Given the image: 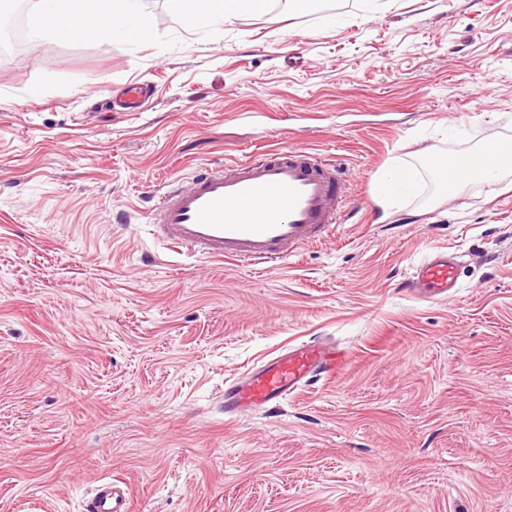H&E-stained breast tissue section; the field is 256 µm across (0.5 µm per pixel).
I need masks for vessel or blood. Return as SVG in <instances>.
Listing matches in <instances>:
<instances>
[{
    "label": "vessel or blood",
    "instance_id": "obj_1",
    "mask_svg": "<svg viewBox=\"0 0 512 512\" xmlns=\"http://www.w3.org/2000/svg\"><path fill=\"white\" fill-rule=\"evenodd\" d=\"M147 85H128L115 104L139 111ZM348 184L329 160L301 150H277L234 166L201 168L189 185L161 195L154 225L164 244L215 259L252 266L285 262L318 241L343 219ZM456 260L445 250L426 256L400 288L418 299H448L457 286ZM335 342L320 339L290 347L244 371L224 386V414L236 419L281 407L286 396L332 377L342 361ZM87 512H133L130 485L99 483Z\"/></svg>",
    "mask_w": 512,
    "mask_h": 512
}]
</instances>
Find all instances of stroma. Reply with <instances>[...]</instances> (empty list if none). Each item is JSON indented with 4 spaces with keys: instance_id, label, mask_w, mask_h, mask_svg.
<instances>
[{
    "instance_id": "obj_1",
    "label": "stroma",
    "mask_w": 512,
    "mask_h": 512,
    "mask_svg": "<svg viewBox=\"0 0 512 512\" xmlns=\"http://www.w3.org/2000/svg\"><path fill=\"white\" fill-rule=\"evenodd\" d=\"M143 5L149 39L0 57V512H83L112 478L134 512H512V188L439 201L429 166L512 138V0ZM275 148L345 171L326 240L252 270L152 235L169 184ZM396 163L422 189L385 211ZM438 247L454 297L406 296ZM317 336L334 378L225 417V380ZM173 14L178 19L221 22L237 17L245 2L259 4L263 0H169ZM149 98L147 85L134 83L128 85L122 97L115 99L112 104L123 112H138Z\"/></svg>"
}]
</instances>
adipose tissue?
<instances>
[{"label": "adipose tissue", "instance_id": "adipose-tissue-1", "mask_svg": "<svg viewBox=\"0 0 512 512\" xmlns=\"http://www.w3.org/2000/svg\"><path fill=\"white\" fill-rule=\"evenodd\" d=\"M176 18L224 22L237 17L244 0H169ZM35 14L34 37L72 34L101 41L123 36L143 40L152 34V21L142 0H31ZM469 168L462 177H438L435 195L445 200L457 195L467 182H491L512 174V140L488 138L469 154Z\"/></svg>", "mask_w": 512, "mask_h": 512}]
</instances>
